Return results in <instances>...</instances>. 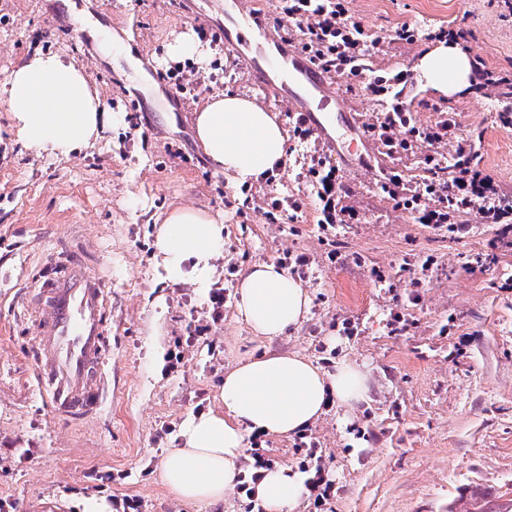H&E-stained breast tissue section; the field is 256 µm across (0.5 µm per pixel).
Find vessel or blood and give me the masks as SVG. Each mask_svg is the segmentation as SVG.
<instances>
[{"label":"vessel or blood","instance_id":"vessel-or-blood-1","mask_svg":"<svg viewBox=\"0 0 512 512\" xmlns=\"http://www.w3.org/2000/svg\"><path fill=\"white\" fill-rule=\"evenodd\" d=\"M224 43L249 82L274 90L288 103L290 119L307 127L326 152L357 170L373 169L375 146H350L363 127L362 118L344 104L332 78L309 54L271 30L253 0H237L227 16ZM46 266L55 275L36 284L40 322L32 349L33 375L54 416L84 421L110 395L105 335L111 291L101 264L80 248L62 250Z\"/></svg>","mask_w":512,"mask_h":512}]
</instances>
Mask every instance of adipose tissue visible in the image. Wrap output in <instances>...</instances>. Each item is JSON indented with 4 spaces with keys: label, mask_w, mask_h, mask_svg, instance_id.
<instances>
[{
    "label": "adipose tissue",
    "mask_w": 512,
    "mask_h": 512,
    "mask_svg": "<svg viewBox=\"0 0 512 512\" xmlns=\"http://www.w3.org/2000/svg\"><path fill=\"white\" fill-rule=\"evenodd\" d=\"M418 69L427 87L441 93L468 84L466 53L439 45ZM11 127L29 150L66 157L99 139L121 117L107 111L83 70L57 54H36L0 82ZM195 134L212 165L235 181H261L280 167L288 139L276 114L251 100L217 94L194 116ZM156 261L173 284L210 288L224 255L221 217L177 208L164 218L156 239ZM300 282L273 262L253 265L242 277L236 313L257 335L275 337L296 326L309 307ZM361 373L342 364L327 375L295 353L262 354L229 369L217 406L191 415L176 447L162 463L163 479L180 500L217 504L237 483L246 434L293 436L325 412L330 402L359 400ZM302 483L290 468L265 470L250 494L266 512H292Z\"/></svg>",
    "instance_id": "ef3b65f1"
}]
</instances>
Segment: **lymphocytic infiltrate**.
I'll return each instance as SVG.
<instances>
[{"mask_svg":"<svg viewBox=\"0 0 512 512\" xmlns=\"http://www.w3.org/2000/svg\"><path fill=\"white\" fill-rule=\"evenodd\" d=\"M347 0H278V9L284 16L302 24L304 49L326 72L360 76L364 70L363 49L367 36L362 25L352 19L346 7ZM408 77L398 73L392 77L375 76L367 89L377 96H389L387 112L379 129L389 154L408 151L418 141L439 143L448 137L449 123L443 122L426 128L411 123L403 97ZM456 175L452 184L436 180L423 183L419 193L401 198L402 178L391 172L382 189L392 198L401 199L403 206L415 212L419 223L436 229L448 228L455 237H464L469 226L465 214L473 207H480L487 222L502 223L512 217V209L500 206L499 191L476 165V153L471 143L458 142L455 148ZM323 204L321 224L334 227L337 222L336 200L345 187L336 175L335 168L318 161L308 171Z\"/></svg>","mask_w":512,"mask_h":512,"instance_id":"1","label":"lymphocytic infiltrate"}]
</instances>
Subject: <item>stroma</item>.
Instances as JSON below:
<instances>
[{"instance_id":"35a3bbf8","label":"stroma","mask_w":512,"mask_h":512,"mask_svg":"<svg viewBox=\"0 0 512 512\" xmlns=\"http://www.w3.org/2000/svg\"><path fill=\"white\" fill-rule=\"evenodd\" d=\"M231 0H0V81L33 54H59L87 74L120 123L94 146L66 158L39 156L10 128L0 100V512H80L89 500L126 499L136 512H247L250 499L233 488L218 505L187 503L170 494L161 462L184 421L213 405L230 368L263 353L297 352L328 374L340 362L366 378L364 397L332 404L307 433L334 490L323 504L303 494L292 512H467L473 499L497 507L512 489V223L488 224L471 211L464 238L418 223L385 194L372 172L340 168L350 187L342 205L355 220L323 229L318 198L307 178L324 151L315 139L288 138L285 162L266 180L233 183L217 171L194 133L193 114L207 96L233 93L293 123L274 94L250 84L224 47V8ZM350 15L383 44H367L366 77L404 72L413 123L449 119L452 141L417 143L389 157L408 188L430 172L428 154L453 162V140L475 145L479 167L512 205V0H348ZM131 46L133 68L101 38L74 30L85 19ZM415 43L387 41L402 25ZM463 34L458 47L480 56L498 78L486 95H444L427 88L417 63L434 48L439 27ZM202 35L201 57L176 58L168 47ZM193 70L195 89L171 100L170 65ZM365 128L378 125L385 98L355 78L335 77ZM247 207H238L242 196ZM301 200L294 216L268 218L266 200ZM176 207L224 218V256L211 296L191 284H169L155 262V218ZM90 242L109 270L112 392L97 419L75 427L56 420L32 375L37 322L15 319L20 290L33 288L38 263L62 237ZM306 255L300 282L311 298L307 316L283 335L264 337L236 317L243 274L283 252ZM437 260L420 287L414 269ZM482 266H474L475 258ZM395 278L387 291L372 268ZM409 325L393 333L390 313ZM356 322L347 338L339 328ZM206 337L194 339L199 326ZM181 354L168 369L170 351ZM271 465L300 471L305 449L292 437H267Z\"/></svg>"}]
</instances>
